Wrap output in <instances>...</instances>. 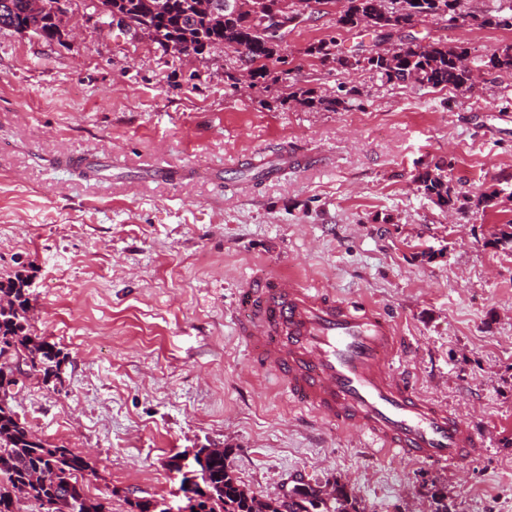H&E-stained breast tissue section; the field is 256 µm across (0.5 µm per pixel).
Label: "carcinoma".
<instances>
[{
  "label": "carcinoma",
  "mask_w": 512,
  "mask_h": 512,
  "mask_svg": "<svg viewBox=\"0 0 512 512\" xmlns=\"http://www.w3.org/2000/svg\"><path fill=\"white\" fill-rule=\"evenodd\" d=\"M45 0H9L0 8V28L22 30L47 42H63L69 26L68 10H45ZM205 8L201 0H91V7L104 22L114 12L135 20L146 35L164 50L169 44L194 48L232 47L242 50L250 85L268 84V63H284L281 55L288 32L280 42L270 41L263 27L272 20L280 0H237L238 8L224 11V0H212ZM436 17L447 22H475L480 26L512 27V0H492L481 13L464 9L463 0H344L337 24L343 28L372 27L377 37L398 39V43L367 54L346 55L336 40L311 44L307 54L341 71L369 69L389 85L415 84L427 88L468 89L480 70L512 71V45L489 58L477 56L468 64L459 52L443 42L422 43L410 35L414 23ZM288 99L311 110L336 112L362 106L360 92L340 85L334 94L319 95L313 89L294 92ZM451 164L419 173L415 182L437 205L460 211L458 197L448 183ZM30 299L21 274L0 280V512H17L27 499L38 512H108L103 501L88 495L85 473L90 462L68 448L46 443L36 437L18 417L12 389L29 378L45 384L61 381L67 356L47 340L31 333ZM200 481L206 491L199 493L195 512H307V507L324 503L321 491L300 488L286 499L259 498L244 490L224 454L208 453L197 461ZM332 512H364L356 497L336 485ZM51 509L43 510L44 505ZM132 512H169L162 499L129 502Z\"/></svg>",
  "instance_id": "obj_1"
}]
</instances>
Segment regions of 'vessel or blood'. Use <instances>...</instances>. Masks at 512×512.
Segmentation results:
<instances>
[{"label": "vessel or blood", "instance_id": "1", "mask_svg": "<svg viewBox=\"0 0 512 512\" xmlns=\"http://www.w3.org/2000/svg\"><path fill=\"white\" fill-rule=\"evenodd\" d=\"M241 300L237 335L294 404L402 459L449 468L484 448L459 415L394 370L409 342L372 303L294 278L249 281Z\"/></svg>", "mask_w": 512, "mask_h": 512}]
</instances>
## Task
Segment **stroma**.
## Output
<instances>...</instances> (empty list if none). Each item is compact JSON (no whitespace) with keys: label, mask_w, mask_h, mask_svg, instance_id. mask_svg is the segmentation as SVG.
<instances>
[{"label":"stroma","mask_w":512,"mask_h":512,"mask_svg":"<svg viewBox=\"0 0 512 512\" xmlns=\"http://www.w3.org/2000/svg\"><path fill=\"white\" fill-rule=\"evenodd\" d=\"M339 10L308 16L277 83L245 93L235 50L166 52L103 29L85 0L65 44L0 29V274L26 275L34 335L67 355L62 385L27 380L15 406L89 458V494H111L112 512L185 505L168 462L199 448L223 449L259 496L339 483L366 512H430L435 493L455 512H512V247L497 242L512 201L476 205L512 186V72L455 91L337 71L308 45L333 37L348 54L375 38L339 27ZM412 33L472 56L512 44L510 27L430 18ZM341 84L362 108L288 99ZM261 147L290 155L275 178L250 177ZM442 161L465 212L417 189ZM274 276L378 305L414 343L398 368L473 424L482 454L444 471L290 403L232 319L241 284Z\"/></svg>","instance_id":"1"}]
</instances>
